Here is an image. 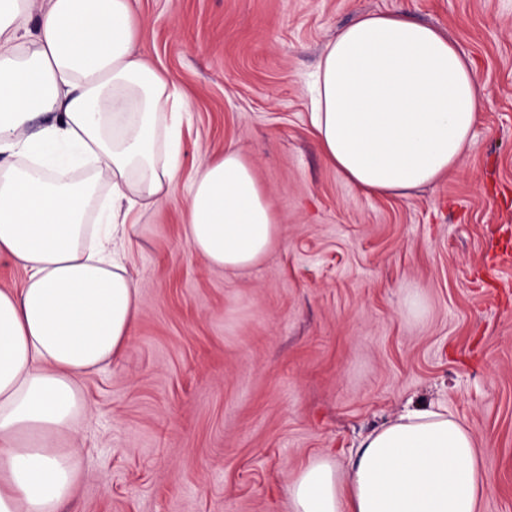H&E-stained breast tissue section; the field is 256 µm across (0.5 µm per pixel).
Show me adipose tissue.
I'll list each match as a JSON object with an SVG mask.
<instances>
[{"mask_svg":"<svg viewBox=\"0 0 512 512\" xmlns=\"http://www.w3.org/2000/svg\"><path fill=\"white\" fill-rule=\"evenodd\" d=\"M31 3L0 0V263L25 274L0 290V512H61L72 496L82 462L61 440L87 409L83 378L130 345L142 298L122 257L180 180L186 106L139 51L130 0H47L23 41ZM310 94L325 161L402 197L461 163L488 103L452 40L401 9L337 30ZM184 220L189 248L230 271L257 266L280 236L234 148L196 168ZM491 483L472 431L418 405L366 435L347 469L309 459L290 500L293 512H480Z\"/></svg>","mask_w":512,"mask_h":512,"instance_id":"1","label":"adipose tissue"}]
</instances>
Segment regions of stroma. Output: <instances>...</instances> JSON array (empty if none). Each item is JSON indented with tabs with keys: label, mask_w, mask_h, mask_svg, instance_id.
<instances>
[{
	"label": "stroma",
	"mask_w": 512,
	"mask_h": 512,
	"mask_svg": "<svg viewBox=\"0 0 512 512\" xmlns=\"http://www.w3.org/2000/svg\"><path fill=\"white\" fill-rule=\"evenodd\" d=\"M130 4L139 50L188 94L182 175L126 261L131 344L82 382L63 512H291L303 463L347 465L412 402L473 430L493 477L481 512H512V0ZM398 5L448 34L491 100L458 168L407 197L325 163L305 92L336 28ZM229 147L281 224L234 272L190 250L183 219L194 168Z\"/></svg>",
	"instance_id": "obj_1"
}]
</instances>
